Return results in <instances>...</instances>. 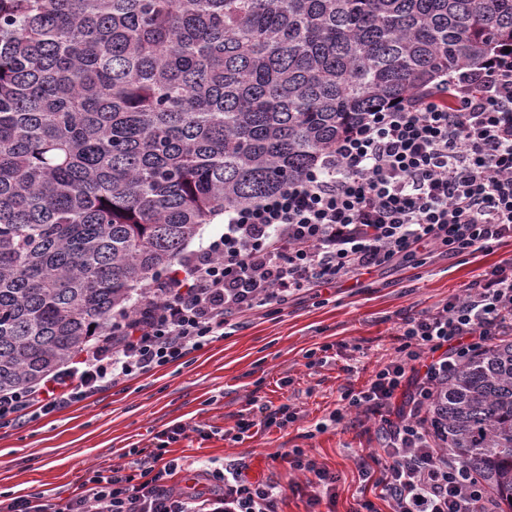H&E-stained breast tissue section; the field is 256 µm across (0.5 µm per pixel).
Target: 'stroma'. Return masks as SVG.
Wrapping results in <instances>:
<instances>
[{"label":"stroma","mask_w":512,"mask_h":512,"mask_svg":"<svg viewBox=\"0 0 512 512\" xmlns=\"http://www.w3.org/2000/svg\"><path fill=\"white\" fill-rule=\"evenodd\" d=\"M511 260L512 241L455 257L434 251L422 265L389 267L235 316L223 339L186 362L1 433L0 494L67 496L89 469L131 465L156 432L182 423L186 437L165 453L179 463L174 490H189L187 476L201 466L220 470L235 460L249 479L281 487L278 512H308L306 478L287 458L301 448L340 476L335 499L322 501L320 512H353L364 487L357 461L381 447V422L352 413L331 423L341 394L364 387L396 357L403 317L463 295L478 274ZM323 347L326 363L307 367V354ZM255 396L289 402L297 421L241 442L226 437Z\"/></svg>","instance_id":"stroma-1"}]
</instances>
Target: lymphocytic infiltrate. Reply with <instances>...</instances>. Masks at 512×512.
<instances>
[{
  "instance_id": "f902f5d3",
  "label": "lymphocytic infiltrate",
  "mask_w": 512,
  "mask_h": 512,
  "mask_svg": "<svg viewBox=\"0 0 512 512\" xmlns=\"http://www.w3.org/2000/svg\"><path fill=\"white\" fill-rule=\"evenodd\" d=\"M512 239V59L496 56L445 76L363 119L302 178L258 204L226 211L224 232L181 269L142 289L106 334L65 368L0 392V430L89 400L102 391L183 361L222 339L229 316L312 290L335 287L430 246L458 256ZM512 335V272L499 266L435 312L403 318L394 360L332 414L381 418L385 463L364 475L391 512H490L479 478L435 438L437 390L497 336ZM415 390L393 402L409 372ZM291 404H260L229 434L297 421ZM186 433L177 423L152 438L135 470L90 471L78 492L0 496V512H278L279 485L248 480L239 463L213 471L221 493L172 491L176 460L165 449ZM307 474L310 506L333 496L338 477L304 449L289 453Z\"/></svg>"
}]
</instances>
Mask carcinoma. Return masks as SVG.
I'll use <instances>...</instances> for the list:
<instances>
[{"label":"carcinoma","instance_id":"carcinoma-1","mask_svg":"<svg viewBox=\"0 0 512 512\" xmlns=\"http://www.w3.org/2000/svg\"><path fill=\"white\" fill-rule=\"evenodd\" d=\"M512 48V0H0V389L72 361L201 225ZM512 512V340L437 393Z\"/></svg>","mask_w":512,"mask_h":512}]
</instances>
